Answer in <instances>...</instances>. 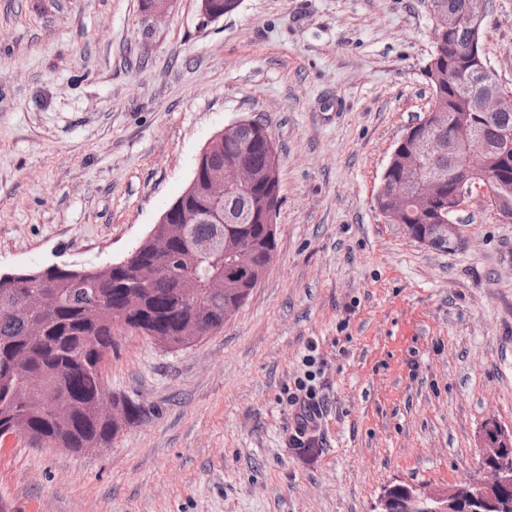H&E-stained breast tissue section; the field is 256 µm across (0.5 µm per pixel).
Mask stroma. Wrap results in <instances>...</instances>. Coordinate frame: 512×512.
<instances>
[{"label":"stroma","instance_id":"obj_1","mask_svg":"<svg viewBox=\"0 0 512 512\" xmlns=\"http://www.w3.org/2000/svg\"><path fill=\"white\" fill-rule=\"evenodd\" d=\"M143 0H0V273L119 262L226 126L265 123L277 250L220 330L168 350L115 337L105 390L145 417L89 452L0 441L9 512H372L387 486L478 467L512 426V222L480 196L461 242L379 212L390 157L426 112L424 0H242L203 23ZM481 43L512 90V0ZM317 357L319 444L291 447L288 390Z\"/></svg>","mask_w":512,"mask_h":512}]
</instances>
